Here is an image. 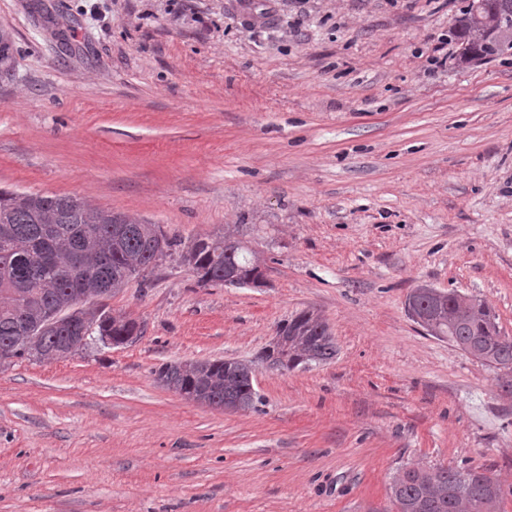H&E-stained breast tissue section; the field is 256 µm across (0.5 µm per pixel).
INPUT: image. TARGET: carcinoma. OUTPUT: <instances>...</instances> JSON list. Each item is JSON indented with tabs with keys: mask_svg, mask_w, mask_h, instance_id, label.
<instances>
[{
	"mask_svg": "<svg viewBox=\"0 0 512 512\" xmlns=\"http://www.w3.org/2000/svg\"><path fill=\"white\" fill-rule=\"evenodd\" d=\"M461 41V60L469 62L512 52V0H468L451 26ZM13 41L0 33V74L12 69ZM174 240L156 224L88 207L58 195L0 189V366L18 358L41 360L72 355L85 326L121 343L144 334V325L112 316L99 298L112 296L131 279L156 267ZM85 268L73 265L74 254ZM202 283L257 287L263 283L260 258L230 235L194 240L182 254ZM110 259L106 267L102 259ZM88 308L83 319L59 323L55 315L71 309L78 297ZM418 316L430 335L444 338L496 374L502 391L512 394V338L501 333L482 303L429 285L413 289ZM336 357L328 324L302 311L279 327L257 357L270 368L288 371ZM255 367L238 360L164 363L156 380L194 402L233 410L254 406ZM501 488L482 466L409 467L390 484L394 512H496Z\"/></svg>",
	"mask_w": 512,
	"mask_h": 512,
	"instance_id": "1",
	"label": "carcinoma"
}]
</instances>
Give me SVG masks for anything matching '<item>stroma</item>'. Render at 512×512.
Wrapping results in <instances>:
<instances>
[{"mask_svg":"<svg viewBox=\"0 0 512 512\" xmlns=\"http://www.w3.org/2000/svg\"><path fill=\"white\" fill-rule=\"evenodd\" d=\"M466 0H0V188L179 245L107 299L135 342L0 367V512H390L405 468L481 465L512 512V396L408 316L428 284L512 336V56L438 61ZM232 234L263 286L201 285ZM335 359L240 411L159 384L303 311Z\"/></svg>","mask_w":512,"mask_h":512,"instance_id":"stroma-1","label":"stroma"}]
</instances>
